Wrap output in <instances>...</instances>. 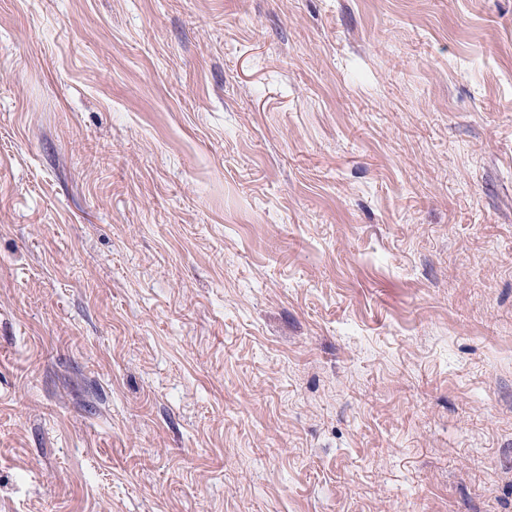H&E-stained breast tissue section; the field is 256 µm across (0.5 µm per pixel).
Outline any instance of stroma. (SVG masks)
I'll return each mask as SVG.
<instances>
[{"label": "stroma", "instance_id": "1", "mask_svg": "<svg viewBox=\"0 0 512 512\" xmlns=\"http://www.w3.org/2000/svg\"><path fill=\"white\" fill-rule=\"evenodd\" d=\"M0 512H512V0H0Z\"/></svg>", "mask_w": 512, "mask_h": 512}]
</instances>
